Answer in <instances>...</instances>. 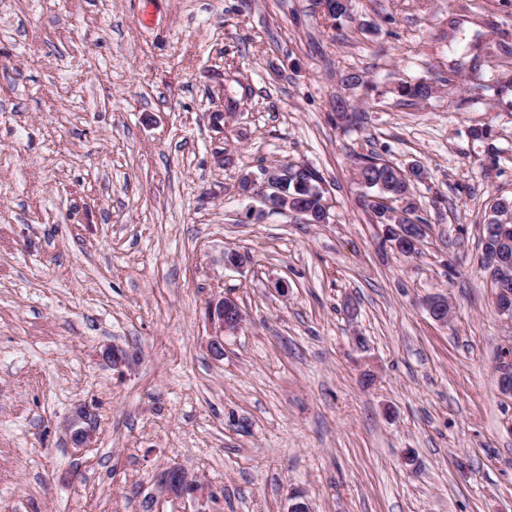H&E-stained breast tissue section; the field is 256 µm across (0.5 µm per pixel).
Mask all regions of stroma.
Returning <instances> with one entry per match:
<instances>
[{
	"label": "stroma",
	"mask_w": 512,
	"mask_h": 512,
	"mask_svg": "<svg viewBox=\"0 0 512 512\" xmlns=\"http://www.w3.org/2000/svg\"><path fill=\"white\" fill-rule=\"evenodd\" d=\"M352 12L0 0V512H287L293 490L312 512H512V319L478 265L512 198V0ZM420 80L428 100L399 96ZM371 153L425 168L416 255L357 204ZM274 160L322 174L329 223L248 217L237 179ZM219 294L247 325L217 359ZM112 344L135 370L99 358ZM173 463L214 497L160 496ZM510 214L512 216V199H498L491 207V214L488 217V222L483 224L480 234L481 267L483 269L490 270L487 265L488 256L493 253L496 248L495 241L491 237L487 236V228L491 224L492 220L503 219ZM101 357L112 365V369L118 373H124L139 362V355L135 349H126L112 345L105 346L101 351ZM91 414L85 405H77L72 411L68 431L71 441L77 447H83L93 439L95 427Z\"/></svg>",
	"instance_id": "obj_1"
}]
</instances>
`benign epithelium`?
Wrapping results in <instances>:
<instances>
[{"label":"benign epithelium","instance_id":"1","mask_svg":"<svg viewBox=\"0 0 512 512\" xmlns=\"http://www.w3.org/2000/svg\"><path fill=\"white\" fill-rule=\"evenodd\" d=\"M288 178L286 167L280 163L266 165L259 172L244 173L238 180L240 195L252 198L260 203L250 208L252 217L260 220L268 213L292 214L307 222L305 215L309 211L301 208L294 198L281 191ZM388 237L395 240L398 249L406 250L416 244V227L411 224L385 225ZM430 316L442 325L448 324V297L429 298L426 302ZM211 336L207 347L216 358L224 356V337L234 335L244 326L246 317L239 304L231 297H221L209 302L207 308ZM101 357L112 365V369L123 373L139 362L135 349H126L108 345L101 351ZM71 441L78 447L88 444L94 436L95 427L91 412L84 405L74 407L68 425ZM158 485L169 497L184 499H204L213 496L206 479L199 474H191L185 469L171 465L159 475Z\"/></svg>","mask_w":512,"mask_h":512}]
</instances>
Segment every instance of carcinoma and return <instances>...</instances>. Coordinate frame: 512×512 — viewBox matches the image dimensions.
I'll list each match as a JSON object with an SVG mask.
<instances>
[{"label": "carcinoma", "mask_w": 512, "mask_h": 512, "mask_svg": "<svg viewBox=\"0 0 512 512\" xmlns=\"http://www.w3.org/2000/svg\"><path fill=\"white\" fill-rule=\"evenodd\" d=\"M399 95L411 101L428 99L433 88L421 80L415 83H403L398 88ZM288 171L294 176L288 179L285 193L303 198L310 208L321 209L327 201V189L324 178L309 165L288 164ZM358 177L366 191L358 199V205L372 214L377 224L394 223V214H402L401 221L410 224L421 221L417 212L419 206L414 202L410 188L406 186L402 169L375 155H364L358 166ZM488 225L482 226L480 234L481 267L488 268V256L495 251V241L487 236Z\"/></svg>", "instance_id": "cac0c4a2"}]
</instances>
